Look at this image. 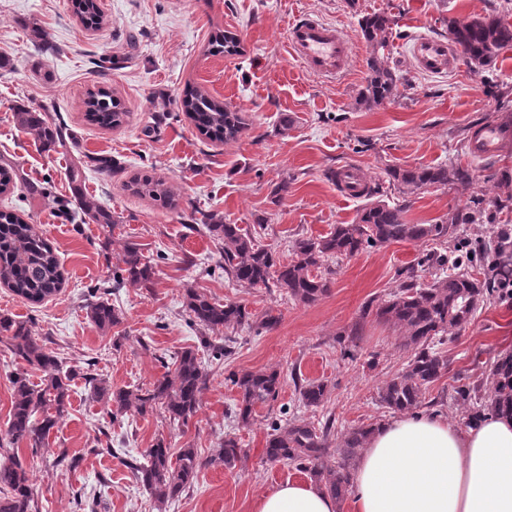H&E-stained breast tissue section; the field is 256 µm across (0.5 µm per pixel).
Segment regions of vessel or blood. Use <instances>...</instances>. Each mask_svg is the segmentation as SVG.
<instances>
[{"label":"vessel or blood","mask_w":512,"mask_h":512,"mask_svg":"<svg viewBox=\"0 0 512 512\" xmlns=\"http://www.w3.org/2000/svg\"><path fill=\"white\" fill-rule=\"evenodd\" d=\"M288 46L294 57L310 74L326 79L344 77L353 53L351 43L334 27L317 18L306 16L292 22L288 31ZM458 57L457 47L447 39L421 36L412 46L415 67L426 74H442L452 70ZM512 139V133L488 124L477 128L468 141V152L475 158L497 156L502 145ZM337 190L347 198L365 194V182L353 166L337 167L333 174Z\"/></svg>","instance_id":"b4317fda"}]
</instances>
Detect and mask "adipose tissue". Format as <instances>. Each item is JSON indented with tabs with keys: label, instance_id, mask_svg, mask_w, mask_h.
I'll return each instance as SVG.
<instances>
[{
	"label": "adipose tissue",
	"instance_id": "1",
	"mask_svg": "<svg viewBox=\"0 0 512 512\" xmlns=\"http://www.w3.org/2000/svg\"><path fill=\"white\" fill-rule=\"evenodd\" d=\"M352 512H512V416L459 429L437 416L394 418L369 439L352 476ZM256 512H336L309 482L263 494Z\"/></svg>",
	"mask_w": 512,
	"mask_h": 512
}]
</instances>
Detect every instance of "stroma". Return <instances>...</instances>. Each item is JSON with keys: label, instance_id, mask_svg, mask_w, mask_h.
<instances>
[{"label": "stroma", "instance_id": "1", "mask_svg": "<svg viewBox=\"0 0 512 512\" xmlns=\"http://www.w3.org/2000/svg\"><path fill=\"white\" fill-rule=\"evenodd\" d=\"M101 29L84 28L72 0H0V160L11 162L22 185L0 194V208H13L55 247L64 283L40 303L0 285V314L28 322L41 344L72 375L69 412L44 446L19 457L33 473L41 512H255L258 498L289 481L304 480L294 467L265 461L271 423L332 421L334 434L394 416L378 401L385 381L410 352L398 327L364 315L396 291L399 274L412 271L418 284L437 276L427 253L439 242L376 246L330 262L327 293L303 304L279 288H251L228 280L216 243L194 228L212 214L250 229L280 260L292 257L296 236L327 235L354 223L363 199L339 195L332 173L355 165L369 183H385L390 165L471 166L492 208L491 224H465L459 242L489 255L498 225H512V143L494 158L471 160L467 143L480 124L512 127V108H498L494 91L512 87V48L503 50L487 74L465 62L443 75H427L413 63L410 47L421 35L444 38L449 19L496 12L512 24V0H99ZM301 12L331 24L351 42L346 76L329 80L307 73L287 50L288 21ZM384 12L394 20L388 64L400 75L398 95L378 108L356 106L365 83L369 49L359 20ZM235 33L236 55H211L216 30ZM193 86L240 112L245 127L237 140L213 142L182 112L179 97ZM103 88L118 96L125 123L106 129L89 122L83 101ZM45 109L67 128L64 145L41 148L15 123L17 108ZM107 156L118 172L85 165L72 184L75 158ZM166 181L175 194L168 208L137 195L131 182L142 175ZM287 182L288 192L273 190ZM38 188L27 194L26 185ZM84 192L110 209L118 224L73 221L76 194ZM469 193L429 187L412 195L405 218L439 224L453 211L471 208ZM139 243L156 275L150 289L115 286L124 240ZM193 288L222 301L247 306L254 319L279 315L271 330L242 327L204 331L184 310ZM106 294L122 322L101 332L90 321L92 294ZM231 346L229 356L219 348ZM196 350L208 373L200 408L187 424L163 410L113 417L98 401L90 378L115 387H145L161 377L178 353ZM449 368L429 390L437 413L459 428L468 408L456 402L458 388L485 378L488 362L512 352V302L492 296L459 332L444 336ZM279 370L282 388L272 407L257 408L250 425L234 416L239 398L229 373ZM325 383L330 399L319 408L298 400L295 380ZM247 455L235 468L210 464L225 435ZM171 448H196L203 466L194 486L161 506L128 467L157 440ZM77 458L75 467L58 457Z\"/></svg>", "mask_w": 512, "mask_h": 512}]
</instances>
